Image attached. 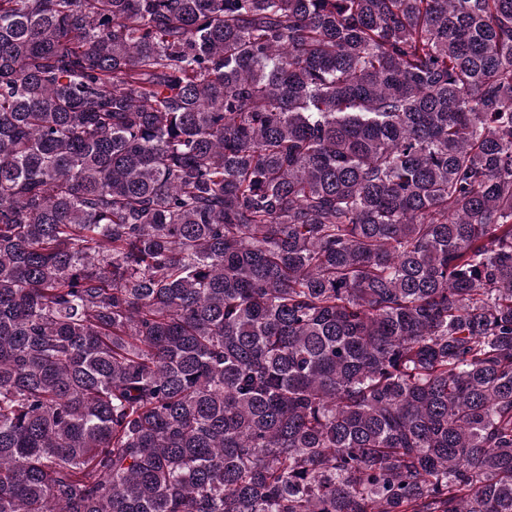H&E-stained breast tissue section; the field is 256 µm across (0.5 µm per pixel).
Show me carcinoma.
<instances>
[{"mask_svg":"<svg viewBox=\"0 0 512 512\" xmlns=\"http://www.w3.org/2000/svg\"><path fill=\"white\" fill-rule=\"evenodd\" d=\"M0 512H512V0H0Z\"/></svg>","mask_w":512,"mask_h":512,"instance_id":"cac0c4a2","label":"carcinoma"}]
</instances>
